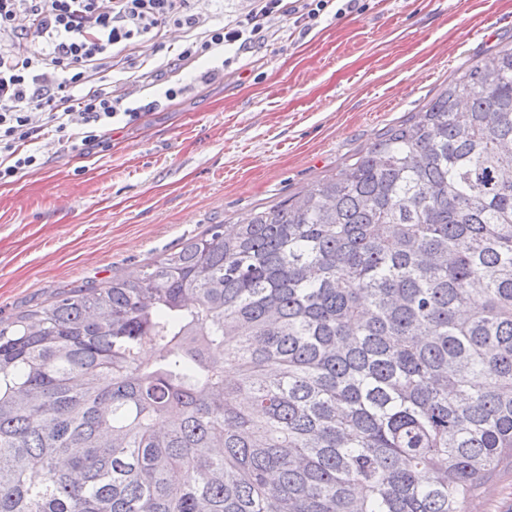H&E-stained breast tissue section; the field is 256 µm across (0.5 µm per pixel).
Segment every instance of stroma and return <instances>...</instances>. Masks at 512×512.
Masks as SVG:
<instances>
[{
    "label": "stroma",
    "instance_id": "obj_1",
    "mask_svg": "<svg viewBox=\"0 0 512 512\" xmlns=\"http://www.w3.org/2000/svg\"><path fill=\"white\" fill-rule=\"evenodd\" d=\"M307 33L276 15L267 46L178 62L184 30L161 28L105 68L117 91L151 103L114 121L110 147L37 143L43 166L0 184V319L177 251L210 225L246 222L303 194L512 41V0H362ZM184 91L163 98L171 84ZM468 512H512V467Z\"/></svg>",
    "mask_w": 512,
    "mask_h": 512
}]
</instances>
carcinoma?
Instances as JSON below:
<instances>
[{
  "label": "carcinoma",
  "mask_w": 512,
  "mask_h": 512,
  "mask_svg": "<svg viewBox=\"0 0 512 512\" xmlns=\"http://www.w3.org/2000/svg\"><path fill=\"white\" fill-rule=\"evenodd\" d=\"M505 464L512 43L309 193L0 320V512H467Z\"/></svg>",
  "instance_id": "cac0c4a2"
}]
</instances>
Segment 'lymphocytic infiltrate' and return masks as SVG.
<instances>
[{"label": "lymphocytic infiltrate", "mask_w": 512, "mask_h": 512, "mask_svg": "<svg viewBox=\"0 0 512 512\" xmlns=\"http://www.w3.org/2000/svg\"><path fill=\"white\" fill-rule=\"evenodd\" d=\"M201 0H0V183L41 166L29 151L47 133L101 144L117 116L144 107L99 74L109 59L172 25L192 32L179 60L264 45L265 24L281 14L313 27L333 0H250L243 19L212 24Z\"/></svg>", "instance_id": "f902f5d3"}]
</instances>
